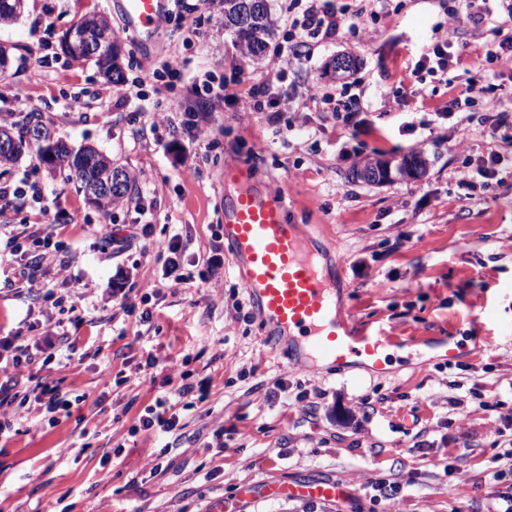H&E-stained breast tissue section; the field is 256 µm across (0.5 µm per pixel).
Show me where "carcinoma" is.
<instances>
[{
    "instance_id": "1",
    "label": "carcinoma",
    "mask_w": 512,
    "mask_h": 512,
    "mask_svg": "<svg viewBox=\"0 0 512 512\" xmlns=\"http://www.w3.org/2000/svg\"><path fill=\"white\" fill-rule=\"evenodd\" d=\"M224 7V29L233 32L239 46L253 57L263 56L266 38L273 31L269 0H222ZM99 23V30L91 31L93 52L83 56L85 60H95L100 69L110 77L113 83L123 81V73L115 63L114 43L105 40L104 34L110 29V23L103 16L93 17ZM39 125L37 121L26 120L22 123L13 122L9 125L16 146L8 155L0 154V164H9L19 158L22 152L34 146L29 138L30 129ZM103 154L92 147L73 150L64 143H57V153L51 165L64 168L69 176L79 183V191H84V183L102 181L103 168L100 159Z\"/></svg>"
}]
</instances>
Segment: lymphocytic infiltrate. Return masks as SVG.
Wrapping results in <instances>:
<instances>
[{
	"mask_svg": "<svg viewBox=\"0 0 512 512\" xmlns=\"http://www.w3.org/2000/svg\"><path fill=\"white\" fill-rule=\"evenodd\" d=\"M381 0H357L354 9L335 8L330 0H294L300 7V15H287L284 26L288 30L285 44L279 46L276 59L268 69L265 79L252 85H243L239 75L212 84L211 80L196 83L194 93L199 107L189 114L188 122L197 133H204L210 122V114L205 105L214 92H222L224 102L236 105L243 101L252 102L256 111L267 114V121L273 127L281 125L279 108V84L286 72L299 70L309 61L317 43L328 42L344 34H353L366 39L365 20L374 16L376 6ZM454 7L448 10V26L440 40L435 41L429 52L420 56L417 69L430 73L447 74L460 54L459 32L466 26L488 27L492 38L483 46L486 63L512 61V0H498L492 7L476 11L472 0H454ZM468 90L485 93L487 100L484 110L476 116L474 131L485 134L489 130H498L512 125V111L507 110L503 100L496 97L494 84L489 83L486 71H478L467 80ZM299 95L305 106L318 111H343L344 122L354 132H365L367 126L358 121L362 110L359 96H350L348 104H341L331 93L315 85L303 86ZM53 240L42 228L14 231L0 224V257L8 255L16 261L14 283L18 290L35 298L50 299L52 291L41 289L40 278L45 277L54 261ZM44 344L50 353L38 357L30 344L22 336L6 334L0 336V408L37 414L40 421L55 425L60 411L68 409L70 402L61 393L59 387L48 381H37L35 385L24 387L17 380L22 369L31 367L35 362L51 364L53 360H71V348L63 325H55ZM209 397L205 382L182 383L174 396L156 398L153 404L145 407L136 424L129 429L130 436L140 433L154 434L161 442L159 456H166L181 437L183 425L176 411L178 402L191 400L201 404ZM492 484L485 492L480 507L482 512H512V446L496 452L492 458Z\"/></svg>",
	"mask_w": 512,
	"mask_h": 512,
	"instance_id": "obj_1",
	"label": "lymphocytic infiltrate"
}]
</instances>
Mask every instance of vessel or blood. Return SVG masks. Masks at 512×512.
I'll return each mask as SVG.
<instances>
[{"label":"vessel or blood","instance_id":"obj_1","mask_svg":"<svg viewBox=\"0 0 512 512\" xmlns=\"http://www.w3.org/2000/svg\"><path fill=\"white\" fill-rule=\"evenodd\" d=\"M168 8L169 0H118L122 28L134 33L141 52L151 53ZM250 180L245 165L224 172L225 184L236 188L224 212V238L248 302L268 328L266 346L294 366L302 365L308 348L341 370L358 358L364 366L383 369V337L356 331L340 315L335 282L324 271L315 241L290 220L284 197L251 186ZM275 492L322 501L343 495L332 481L296 491L284 483Z\"/></svg>","mask_w":512,"mask_h":512}]
</instances>
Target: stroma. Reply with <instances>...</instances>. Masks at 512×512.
<instances>
[{"instance_id":"obj_1","label":"stroma","mask_w":512,"mask_h":512,"mask_svg":"<svg viewBox=\"0 0 512 512\" xmlns=\"http://www.w3.org/2000/svg\"><path fill=\"white\" fill-rule=\"evenodd\" d=\"M188 4L183 17L162 22L150 56L123 32L114 0H25L16 19L0 23V46L11 56L0 71V116L20 121L36 112L69 147H96L132 174L129 197L143 195L148 205L142 214L123 203L99 210L67 170L46 167L33 149L0 165V183L25 181L54 199L48 222L67 267L44 285L71 306L34 311L12 285L14 261L0 260V331L35 344L48 319H60L78 353L46 371L73 400L58 423L18 414L12 433L0 438V512H476L491 478L492 445L512 436V176L471 194L460 187L466 157L485 145L466 125L450 130L439 113L484 66L479 52L491 32L462 31L464 49L442 83L414 70L443 18L438 0H392L389 12L369 19V40L322 43L303 70L328 92L360 95L372 134L348 137L341 117L294 96L280 102L294 125L282 134L249 104L215 98L206 133L212 147L199 152L187 130H152L154 103L196 110L193 83L204 73L219 79L237 65L254 82L266 61L241 56L220 0ZM92 14L111 25L125 81L142 79L176 47L187 60L181 82L172 89L163 79L145 82L142 100L116 103L94 62L61 48L63 35ZM192 26L200 37L189 35ZM340 53L360 61L342 80L329 67ZM415 153L426 161L417 179L398 171ZM370 158L390 161L389 181L354 178ZM243 163L253 185L285 197L291 220L306 226L339 271V298L354 326L388 337L384 372L297 369L264 349L266 329L245 303L230 248L216 244L228 198L224 170ZM138 222L152 225L157 242L180 234L206 274L163 287L145 325L125 304L138 302L146 281L161 280V263L138 241L111 248L94 232L112 224L127 234ZM443 338L462 347L458 359L436 356ZM146 351L185 361L210 392L184 411L181 446L154 477L153 435L132 438L127 430L176 384L168 370H138ZM120 374L128 381L118 386ZM279 378L290 393L276 399ZM302 391L319 396L308 416L289 400ZM457 392L465 403L452 413L448 399ZM100 396L101 409L94 405ZM489 401L495 409H486ZM219 425L224 445L216 448ZM421 431L431 448L424 457L412 450ZM119 445L124 452L113 457ZM441 459L459 467L453 481ZM107 469L114 477L106 481ZM391 472L403 498L370 501L365 488ZM313 479L335 480L348 495L334 502L237 498L241 484Z\"/></svg>"}]
</instances>
